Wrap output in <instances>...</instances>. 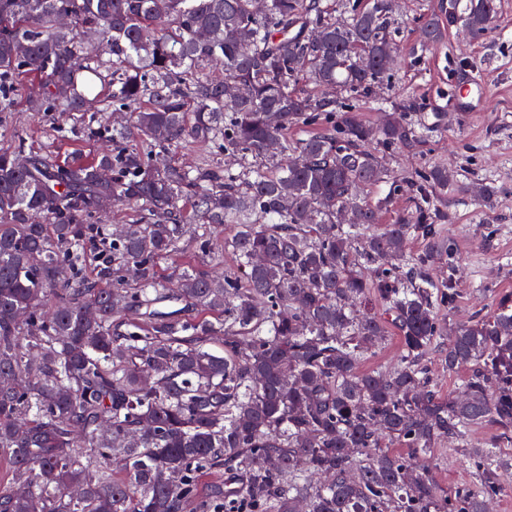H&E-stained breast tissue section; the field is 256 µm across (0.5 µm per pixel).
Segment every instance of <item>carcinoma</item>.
Masks as SVG:
<instances>
[{"mask_svg":"<svg viewBox=\"0 0 512 512\" xmlns=\"http://www.w3.org/2000/svg\"><path fill=\"white\" fill-rule=\"evenodd\" d=\"M498 8L448 0L426 38L457 22L478 38ZM392 20V0H0V114L24 77L32 111L93 102L81 134L112 143L67 160L0 150V512H486L512 489V457L471 443L492 425L512 444V294L446 328L459 258L433 193L456 175L394 176L431 128L383 104L358 115L396 53ZM186 141L224 163L172 162ZM404 193L416 223H382ZM105 201L140 223L79 282ZM185 224L213 266L233 265L189 264L168 288L157 266L185 252ZM371 298L382 311L360 312ZM165 301L194 317L152 310ZM393 330L397 362L363 369ZM438 348L467 371L459 398L432 383ZM445 439L473 468L448 493L418 464ZM225 469L241 476L230 493Z\"/></svg>","mask_w":512,"mask_h":512,"instance_id":"obj_1","label":"carcinoma"}]
</instances>
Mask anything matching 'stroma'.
I'll list each match as a JSON object with an SVG mask.
<instances>
[{
  "label": "stroma",
  "mask_w": 512,
  "mask_h": 512,
  "mask_svg": "<svg viewBox=\"0 0 512 512\" xmlns=\"http://www.w3.org/2000/svg\"><path fill=\"white\" fill-rule=\"evenodd\" d=\"M440 2L399 0L394 19L400 57L360 112L371 116L374 102L389 99L398 113L437 121L425 146L400 152L390 165L399 177L433 162L457 174V184L436 204L448 215L444 234L458 245L459 296L449 315L458 324L493 312L498 297L512 293V0H499L485 36L471 37L457 24L449 27L444 42L427 46L422 18ZM478 76L486 82L484 97L470 108H456V86ZM55 126L52 117L34 115L26 102H19L0 122V148L21 139L29 149H50L66 158L77 146L61 138ZM472 182L490 186V202L477 204L462 192V185ZM424 463L446 490L472 478L468 457L445 441Z\"/></svg>",
  "instance_id": "1"
}]
</instances>
